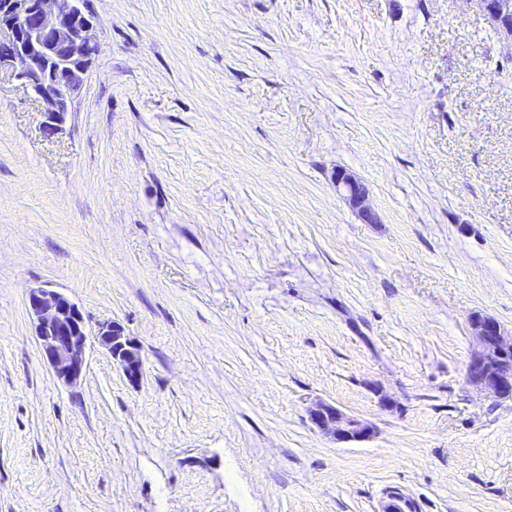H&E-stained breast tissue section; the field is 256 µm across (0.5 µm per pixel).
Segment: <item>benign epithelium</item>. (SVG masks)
I'll return each instance as SVG.
<instances>
[{"mask_svg":"<svg viewBox=\"0 0 512 512\" xmlns=\"http://www.w3.org/2000/svg\"><path fill=\"white\" fill-rule=\"evenodd\" d=\"M507 41L512 50V0H470ZM98 50L94 15L86 0H0V70L37 100L44 115L43 131L55 134L67 105L81 89ZM336 188L370 224L376 222L365 207L364 186L345 170L336 171ZM27 308L34 336L56 377L66 384L79 381L85 371L88 324L82 310L64 293L47 287L30 290ZM478 348L469 358L466 383L498 399L512 398V331L497 320L477 314L470 320ZM96 338L121 366L129 381L142 377L141 357L120 355L116 349L133 346L115 322L98 326ZM311 423L338 444L364 442L376 434L373 423L317 402L308 410Z\"/></svg>","mask_w":512,"mask_h":512,"instance_id":"benign-epithelium-1","label":"benign epithelium"}]
</instances>
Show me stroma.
<instances>
[{"label":"stroma","mask_w":512,"mask_h":512,"mask_svg":"<svg viewBox=\"0 0 512 512\" xmlns=\"http://www.w3.org/2000/svg\"><path fill=\"white\" fill-rule=\"evenodd\" d=\"M89 6L55 135L0 80V512H512V401L465 382L470 317L512 330L500 33L469 0ZM46 285L140 383L93 340L55 377ZM319 401L376 436L334 442ZM336 188L343 192L350 206L356 209L366 223H376L373 213L365 207L366 190L364 186L345 170H337L335 176ZM96 338L98 343L104 347L121 366L129 381L136 383L142 377V360L138 351V357L130 354L119 355L116 348H123L125 345L137 348L133 342L124 335L122 327L115 322H106L98 326Z\"/></svg>","instance_id":"stroma-1"}]
</instances>
